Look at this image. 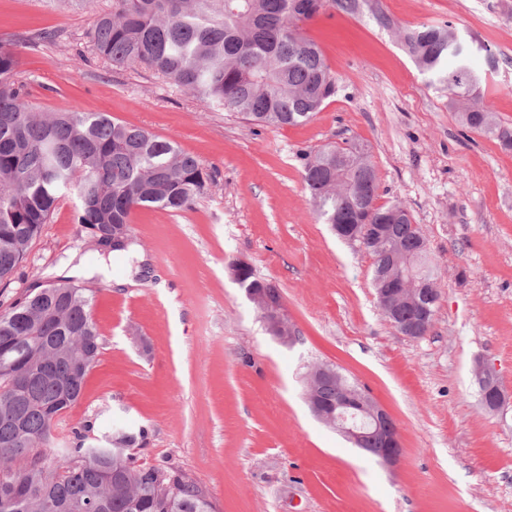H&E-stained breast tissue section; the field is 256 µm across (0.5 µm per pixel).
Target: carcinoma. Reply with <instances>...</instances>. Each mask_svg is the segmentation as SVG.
Here are the masks:
<instances>
[{"label":"carcinoma","mask_w":512,"mask_h":512,"mask_svg":"<svg viewBox=\"0 0 512 512\" xmlns=\"http://www.w3.org/2000/svg\"><path fill=\"white\" fill-rule=\"evenodd\" d=\"M327 6L353 13L359 0H112L94 22L92 49L116 68L153 70L206 107L265 126L299 125L336 94L321 49L297 26ZM402 43L430 83L448 94L463 124L512 146V128L476 99L481 77L450 26L421 25L403 32ZM18 67V45L0 41V283L25 262L68 194L77 199L76 223L95 229L128 224L141 207L189 210L208 192L210 174L171 139L102 112L34 111ZM302 177L323 223L349 227V240L372 256L373 288L394 280L419 288L435 280L426 239L408 209L376 203L378 177L364 144L320 148L304 158ZM370 224L391 225L383 247L407 256L398 267L383 266L364 234ZM243 288L281 299L252 272ZM92 301V289L64 277L33 286L0 313V512H212L207 492L186 475L138 463L129 448L144 441L142 429L83 420L71 427L70 445L57 448L55 466L36 452L53 445L59 418L80 399L98 360ZM21 373L30 376L29 389L15 393L13 377ZM473 385L481 400L500 382L486 371ZM347 387L359 384L339 369L324 375L317 410L336 414V394ZM361 447L378 458L385 444L367 426Z\"/></svg>","instance_id":"carcinoma-1"}]
</instances>
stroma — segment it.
Returning <instances> with one entry per match:
<instances>
[{
    "mask_svg": "<svg viewBox=\"0 0 512 512\" xmlns=\"http://www.w3.org/2000/svg\"><path fill=\"white\" fill-rule=\"evenodd\" d=\"M112 0H0V39L19 41L26 99L81 108L172 139L213 183L194 209L131 217L135 258L99 247L61 200L0 304L52 281L70 255L101 336L79 401L55 430L110 416L147 432L139 462L164 464L208 492L214 512H512V150L463 125L403 49L404 31L450 24L486 76L480 94L512 127V0H374L303 23L337 80L310 121L266 127L204 107L142 67L97 57L88 32ZM55 32L45 42L41 32ZM500 60L488 73L485 49ZM363 142L378 204L419 224L440 300L427 336H403L379 309L373 259L315 214L304 155ZM243 259L278 288L291 344L270 335L229 274ZM509 397L492 413L472 386L476 359ZM343 368L396 420L390 467L320 422L306 402L311 366Z\"/></svg>",
    "mask_w": 512,
    "mask_h": 512,
    "instance_id": "obj_1",
    "label": "stroma"
}]
</instances>
